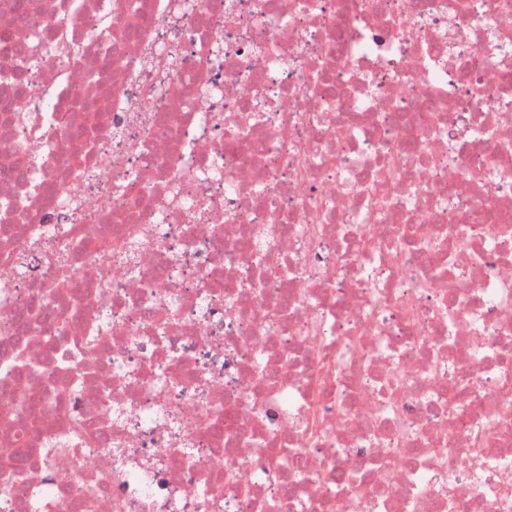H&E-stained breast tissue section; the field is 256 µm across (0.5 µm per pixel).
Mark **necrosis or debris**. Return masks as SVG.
<instances>
[{
    "label": "necrosis or debris",
    "mask_w": 512,
    "mask_h": 512,
    "mask_svg": "<svg viewBox=\"0 0 512 512\" xmlns=\"http://www.w3.org/2000/svg\"><path fill=\"white\" fill-rule=\"evenodd\" d=\"M141 2L0 0V512H512V0Z\"/></svg>",
    "instance_id": "obj_1"
}]
</instances>
